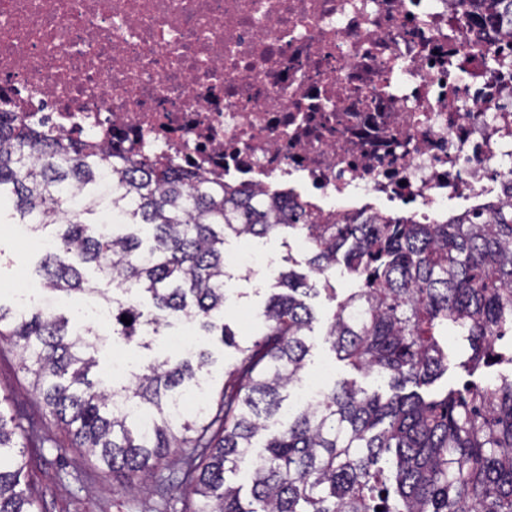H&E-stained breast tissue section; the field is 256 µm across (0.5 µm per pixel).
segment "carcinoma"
<instances>
[{"label": "carcinoma", "instance_id": "1", "mask_svg": "<svg viewBox=\"0 0 512 512\" xmlns=\"http://www.w3.org/2000/svg\"><path fill=\"white\" fill-rule=\"evenodd\" d=\"M484 2L488 21L512 25V0ZM4 198L13 223L54 230L55 250L40 264L46 292L98 293L82 275L92 264L127 296H102L116 337L147 348L146 336L185 319L239 353L214 403V360L203 350L150 364L119 385L95 383L88 375L108 337L74 332L40 308L0 304V340L33 377L49 415L123 488L161 482L181 463L178 488L193 495L183 512H512V347L496 346L512 326V199L447 224L378 216L319 224L277 192L231 189L171 161L52 135L0 112ZM114 207L146 238L126 223L98 228ZM226 229L244 238L304 235L310 269L333 299L329 274L343 256L363 284L338 303L326 342L353 368L386 375L389 395L343 381L252 457L254 438L305 373L315 316L304 298L319 289L279 270L266 333L239 345L224 324ZM450 329L467 351L459 366H499L497 376L431 399L404 392L448 372ZM22 433L21 415L1 399L0 512H42Z\"/></svg>", "mask_w": 512, "mask_h": 512}]
</instances>
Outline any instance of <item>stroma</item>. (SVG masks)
I'll return each instance as SVG.
<instances>
[{"label":"stroma","instance_id":"35a3bbf8","mask_svg":"<svg viewBox=\"0 0 512 512\" xmlns=\"http://www.w3.org/2000/svg\"><path fill=\"white\" fill-rule=\"evenodd\" d=\"M51 242L49 232H32L22 240L16 236L13 224L0 223L1 304L17 305V284L25 279L36 280V269ZM224 251L247 253L258 270L254 276L236 270L225 279L224 319L235 332L237 341L245 345L262 334L260 313L276 286L275 278L260 275V268L273 259L278 267L289 266L303 273L307 270V255L295 249L289 239L278 236L243 239L230 233L225 236ZM330 281L335 295L322 291L309 300L316 320L308 334L311 349L306 376L321 378L328 387L349 380L370 392L386 391V382L377 375L353 369L330 351L325 341L327 321L337 300L359 285L341 266L333 272ZM184 343L213 351L216 362L210 368L209 379L212 392H219L224 385L225 370L238 358L236 350L220 346L216 337L180 322L161 329L147 349L108 342L101 350L94 374L99 378L108 377L116 361L129 357L143 367L175 357ZM0 394L7 396L14 409L21 413L25 428L34 432L25 454L30 462L31 481L42 494L43 512H155L160 502L156 486H147L137 493L128 492L113 483L95 458L72 447L66 432L50 420L33 389L31 376L20 369L12 348L4 343L0 344Z\"/></svg>","mask_w":512,"mask_h":512}]
</instances>
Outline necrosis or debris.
I'll return each instance as SVG.
<instances>
[{"instance_id": "necrosis-or-debris-1", "label": "necrosis or debris", "mask_w": 512, "mask_h": 512, "mask_svg": "<svg viewBox=\"0 0 512 512\" xmlns=\"http://www.w3.org/2000/svg\"><path fill=\"white\" fill-rule=\"evenodd\" d=\"M482 0H0V112L312 217L444 224L512 181Z\"/></svg>"}]
</instances>
